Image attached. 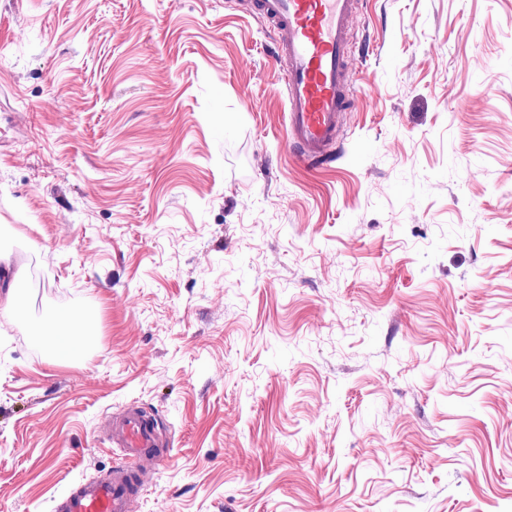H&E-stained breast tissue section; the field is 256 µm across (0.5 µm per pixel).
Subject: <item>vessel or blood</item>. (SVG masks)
Returning a JSON list of instances; mask_svg holds the SVG:
<instances>
[{
    "label": "vessel or blood",
    "mask_w": 512,
    "mask_h": 512,
    "mask_svg": "<svg viewBox=\"0 0 512 512\" xmlns=\"http://www.w3.org/2000/svg\"><path fill=\"white\" fill-rule=\"evenodd\" d=\"M361 0H248L275 32L288 102V141L309 167L332 161L351 96L347 79L354 49L350 24ZM107 439L116 460L104 476L82 480L59 512H132L140 471L163 459L165 441L156 417L137 406L114 414Z\"/></svg>",
    "instance_id": "1"
}]
</instances>
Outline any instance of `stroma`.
Segmentation results:
<instances>
[{
  "instance_id": "1",
  "label": "stroma",
  "mask_w": 512,
  "mask_h": 512,
  "mask_svg": "<svg viewBox=\"0 0 512 512\" xmlns=\"http://www.w3.org/2000/svg\"><path fill=\"white\" fill-rule=\"evenodd\" d=\"M331 167L224 0H0V512L135 402L137 512H512V0H364ZM96 340L46 365L56 311Z\"/></svg>"
}]
</instances>
